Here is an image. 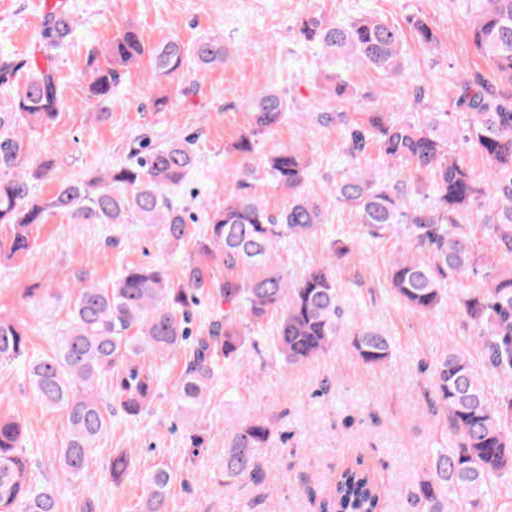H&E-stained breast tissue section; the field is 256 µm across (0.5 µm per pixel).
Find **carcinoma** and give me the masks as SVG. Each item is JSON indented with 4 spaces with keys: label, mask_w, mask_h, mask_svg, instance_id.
<instances>
[{
    "label": "carcinoma",
    "mask_w": 512,
    "mask_h": 512,
    "mask_svg": "<svg viewBox=\"0 0 512 512\" xmlns=\"http://www.w3.org/2000/svg\"><path fill=\"white\" fill-rule=\"evenodd\" d=\"M467 28L477 53L487 62L490 79L467 74L456 83V104L469 111L460 136L450 134L448 113L429 112L417 122L394 121L375 105L367 120L354 126L342 105L352 98L345 71L365 64L383 76L401 77L404 70L402 31L372 14L344 23L312 9L297 19L299 40L319 57L313 84L334 105V112L316 115L323 123L343 127L351 167L341 171L333 191L337 201L354 210L358 223L372 231L400 224L408 230L406 246L390 271L395 297L414 311L428 315L447 294L450 275L477 273L481 256L458 219L482 207L481 216L496 250L512 255V0H472ZM34 40L42 61H33L26 80L16 86L8 77L19 64L0 54V225L8 226L11 255L29 252L38 226L59 213L78 224H144L162 226L166 243H193V253L173 277L165 263L125 267L106 285L78 289L71 302L56 350L33 359L27 368L31 394L43 408L65 415L61 447L51 449L62 476H86L93 448L105 434L115 409L130 417L145 412L157 393L159 376L141 358H164L187 342L192 352L175 397L179 415L194 418L207 406L220 362L237 357L265 316L279 313L274 347L292 366L303 365L328 351L345 324L339 305L333 265L309 267L300 278L280 270L250 278L265 265L281 242L315 233L326 221L318 200L306 191L310 163L295 149L254 163L258 139L287 119V92L267 89L247 95L249 122L231 145L241 162L239 193L207 216V233L195 236L191 216L174 198V190L195 165L190 139L174 140L141 157L111 167L89 180L64 182L47 200L29 198L27 174L20 171L31 153L20 126L55 123L63 98L55 70L54 51L75 31L69 0H53ZM417 42L429 51L441 46L437 31L419 15L408 19ZM150 56L158 76L178 73L187 56L198 70L224 64L231 47L221 37L199 39L186 48L177 38L153 47L139 29L127 26L101 52L87 59V96L104 116L119 70ZM376 143L395 170L410 168L420 177L407 184L377 180L357 166L366 147ZM477 151L488 177H475L463 149ZM266 180L288 192V201L269 212L251 192L252 182ZM430 199L424 207L412 196ZM421 250L426 258L408 252ZM228 273L219 279L216 266ZM224 305V318L194 336L189 323L201 300ZM463 315L477 328L500 394L488 396L470 358L454 348L435 365L432 387L443 412L452 447L439 449L411 495L412 512H491L487 493L494 481L512 480V267L485 272L483 282L462 301ZM30 328L0 317V363L28 356ZM354 354L367 366L389 362V337L364 324L352 337ZM274 424L259 414L233 426L224 444V476L254 480L259 450L272 440ZM184 461L193 463L207 448L206 433L192 424L184 434ZM27 426L19 415L0 414V512H60L58 488L32 476L25 445ZM131 464L125 450L112 455L109 477L121 482ZM179 472L158 465L146 478L138 512H169L168 495ZM381 493L373 470L357 460L343 469L319 512H379Z\"/></svg>",
    "instance_id": "carcinoma-1"
}]
</instances>
